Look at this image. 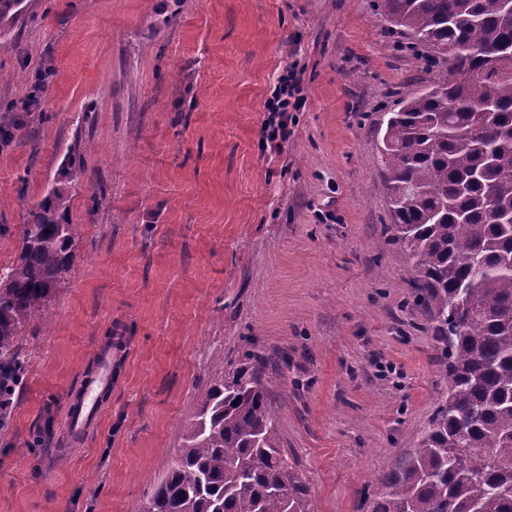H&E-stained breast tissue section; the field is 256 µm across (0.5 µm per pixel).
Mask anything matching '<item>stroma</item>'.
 <instances>
[{"label": "stroma", "mask_w": 512, "mask_h": 512, "mask_svg": "<svg viewBox=\"0 0 512 512\" xmlns=\"http://www.w3.org/2000/svg\"><path fill=\"white\" fill-rule=\"evenodd\" d=\"M23 6L0 47L19 125L0 140V268L61 183L77 257L51 325L20 340L0 512H136L200 390L249 353L314 512H372L447 391L380 155L383 117L425 89L426 48L377 0ZM291 69L303 100L273 149L265 102ZM104 349L112 385L72 438L70 398Z\"/></svg>", "instance_id": "35a3bbf8"}]
</instances>
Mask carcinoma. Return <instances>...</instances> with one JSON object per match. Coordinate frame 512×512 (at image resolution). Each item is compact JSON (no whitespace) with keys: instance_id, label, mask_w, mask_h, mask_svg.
I'll return each mask as SVG.
<instances>
[{"instance_id":"cac0c4a2","label":"carcinoma","mask_w":512,"mask_h":512,"mask_svg":"<svg viewBox=\"0 0 512 512\" xmlns=\"http://www.w3.org/2000/svg\"><path fill=\"white\" fill-rule=\"evenodd\" d=\"M445 67L389 113L381 147L393 241L412 261L414 302L448 381L418 447L383 481L374 512H512V49L502 0H378ZM23 0H0V45ZM449 50L447 54L435 51ZM54 187L0 269V426L27 368L24 329L70 272L76 229ZM247 361L202 390L181 448L136 512H314Z\"/></svg>"}]
</instances>
